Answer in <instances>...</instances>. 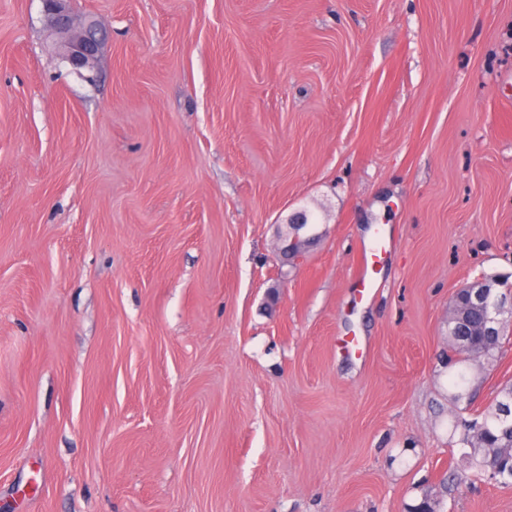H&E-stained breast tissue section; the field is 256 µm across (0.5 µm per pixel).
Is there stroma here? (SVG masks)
Returning a JSON list of instances; mask_svg holds the SVG:
<instances>
[{
  "label": "stroma",
  "instance_id": "1",
  "mask_svg": "<svg viewBox=\"0 0 512 512\" xmlns=\"http://www.w3.org/2000/svg\"><path fill=\"white\" fill-rule=\"evenodd\" d=\"M68 7L93 68L0 0V512H512L455 431L512 344L448 364L512 277V0ZM308 225L313 224H304L302 217H296L294 220H291L289 226L292 228L293 233L290 237L288 236V230L285 234L280 236L281 248L280 252L291 256V258L296 259L302 253V247L304 246L303 241L300 239L299 231L306 228ZM385 237L382 230H377L376 235L369 247L365 248L364 251V268L359 274V288L361 293L370 291L375 288L373 280L367 275V268L370 262L373 268L377 263L384 258L385 254ZM499 287L503 286L497 279L478 278L457 293L455 303L449 312L448 347L458 356V362L454 365L463 367L457 374V381L454 382L456 388L462 389L455 393L457 399L471 390L475 375L472 364L466 359L469 350L461 348V341L457 339V333L460 332L458 326L469 327L472 336H497L494 343L498 352L502 351L506 343H511L512 336H509L505 326L501 328V324L504 319L512 318V287ZM449 318L457 321L458 326ZM467 371L470 372L469 376Z\"/></svg>",
  "mask_w": 512,
  "mask_h": 512
}]
</instances>
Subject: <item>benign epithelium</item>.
Masks as SVG:
<instances>
[{"instance_id":"obj_1","label":"benign epithelium","mask_w":512,"mask_h":512,"mask_svg":"<svg viewBox=\"0 0 512 512\" xmlns=\"http://www.w3.org/2000/svg\"><path fill=\"white\" fill-rule=\"evenodd\" d=\"M68 0H43L50 24L58 35L63 56L75 69L91 68L105 40V30L92 18L76 19L66 7ZM293 233L280 236V252L293 259L302 253L299 231L306 228L302 218L290 222ZM449 318L458 326H467L473 336H496L502 321L512 318V289L502 288L493 278L481 277L462 288L456 295Z\"/></svg>"}]
</instances>
